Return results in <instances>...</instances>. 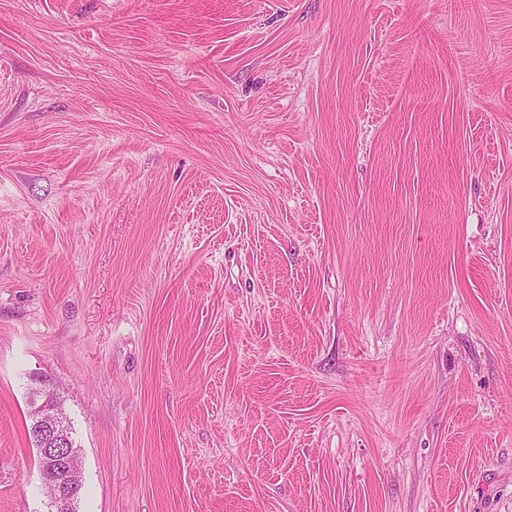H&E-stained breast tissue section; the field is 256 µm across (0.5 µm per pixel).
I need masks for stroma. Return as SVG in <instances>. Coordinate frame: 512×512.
<instances>
[{
    "instance_id": "obj_1",
    "label": "stroma",
    "mask_w": 512,
    "mask_h": 512,
    "mask_svg": "<svg viewBox=\"0 0 512 512\" xmlns=\"http://www.w3.org/2000/svg\"><path fill=\"white\" fill-rule=\"evenodd\" d=\"M512 512V0H0V512ZM54 405L55 403L47 399H43L40 403L37 400L35 402L33 430L39 433L43 448H39V443L31 429L32 420L28 433L32 444L39 451L41 473L51 471L59 475L56 492L48 497L49 512H67L71 497L76 495L77 504L82 489L80 456L72 437V427L68 423L73 448L70 447L66 417ZM80 482L81 485L76 491Z\"/></svg>"
}]
</instances>
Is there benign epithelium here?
Segmentation results:
<instances>
[{
	"mask_svg": "<svg viewBox=\"0 0 512 512\" xmlns=\"http://www.w3.org/2000/svg\"><path fill=\"white\" fill-rule=\"evenodd\" d=\"M33 430L39 433L43 445L39 449L40 471L59 475L56 492L49 496V512H67L81 482V470L78 450L70 447L66 417L53 402L44 399L35 403Z\"/></svg>",
	"mask_w": 512,
	"mask_h": 512,
	"instance_id": "obj_1",
	"label": "benign epithelium"
}]
</instances>
